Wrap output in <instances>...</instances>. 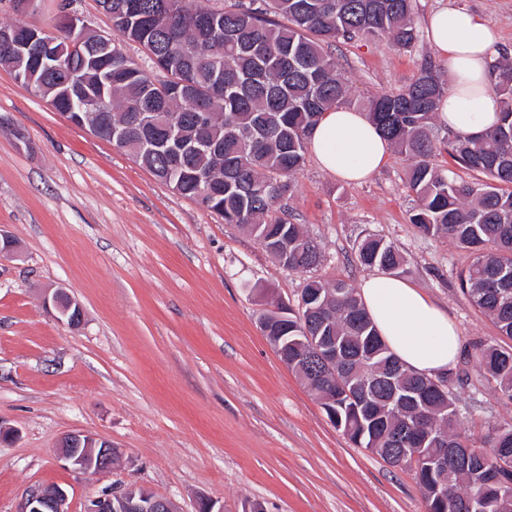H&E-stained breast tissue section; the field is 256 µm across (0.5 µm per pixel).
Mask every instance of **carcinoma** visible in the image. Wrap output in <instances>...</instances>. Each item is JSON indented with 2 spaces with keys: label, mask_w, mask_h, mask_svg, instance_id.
Returning <instances> with one entry per match:
<instances>
[{
  "label": "carcinoma",
  "mask_w": 512,
  "mask_h": 512,
  "mask_svg": "<svg viewBox=\"0 0 512 512\" xmlns=\"http://www.w3.org/2000/svg\"><path fill=\"white\" fill-rule=\"evenodd\" d=\"M196 0H112V29L143 48L147 70L110 41V81L79 32L58 26L46 35L65 60L62 73L36 68L32 56L19 61L0 44V65L27 74L40 96L63 108V85L112 112H81L80 121L102 139L110 126L130 123L126 150L136 163L175 193L194 200L254 235L264 246L281 224L288 225V269L309 272L321 250L303 230L276 214V204L294 189L308 135L322 114L346 102L349 79L325 47L355 37L388 38L402 50L419 39L413 0H236L231 8H201ZM489 75L500 99L501 120L480 138L456 135L444 143L434 118L448 91L447 71L432 62L397 93L365 103L369 119L398 153L411 160L407 187L418 199L410 222L422 234L447 238L472 256L459 274L469 302L489 317L504 340L476 341L471 357L512 399V59L497 58ZM211 114L201 127L193 116ZM447 153L464 169L484 176L464 181L438 163ZM366 269L400 276L406 261L390 242L367 236L357 245ZM303 308L288 310L267 300L261 323L267 338L288 335L280 358L313 392L330 421L350 442L394 467L409 470L426 512H469V500L483 512H512V424L475 438L458 424L451 371L415 403L392 398L393 388L413 385L420 374L388 349L346 280L309 278L299 296ZM336 342L344 362L331 372L314 354L311 338ZM414 427L406 447L394 433ZM444 448H475L464 459L448 453L447 468L431 471L429 456Z\"/></svg>",
  "instance_id": "carcinoma-1"
}]
</instances>
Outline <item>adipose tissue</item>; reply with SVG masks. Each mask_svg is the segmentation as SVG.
<instances>
[{
	"mask_svg": "<svg viewBox=\"0 0 512 512\" xmlns=\"http://www.w3.org/2000/svg\"><path fill=\"white\" fill-rule=\"evenodd\" d=\"M427 34L452 74L440 122L452 132L481 136L500 120L499 97L488 80L499 53L495 30L483 14L456 6L430 15ZM309 148L325 172L356 183L384 167L392 151L365 113L345 107L322 115ZM358 294L379 336L401 362L433 377L454 369L460 350L456 328L421 289L377 271L360 282Z\"/></svg>",
	"mask_w": 512,
	"mask_h": 512,
	"instance_id": "obj_1",
	"label": "adipose tissue"
}]
</instances>
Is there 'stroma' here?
<instances>
[{
    "mask_svg": "<svg viewBox=\"0 0 512 512\" xmlns=\"http://www.w3.org/2000/svg\"><path fill=\"white\" fill-rule=\"evenodd\" d=\"M485 15L512 56V0H415L425 29L440 7ZM350 81L351 109L394 92L436 59L427 37L404 51L388 39L331 48ZM407 159L348 184L307 156L281 207L319 244L315 276L359 284V239L375 234L406 260V281L453 321L460 340V422L475 434L512 423L470 356L499 340L462 294L469 261L409 217ZM0 512L29 489L59 483L71 512L105 490L136 486L195 512H425L412 475L354 447L288 370L260 327L266 297L295 302L304 274L197 202L173 193L111 142L62 117L0 66ZM82 307L75 327L44 304L54 289ZM81 432L111 443V469H63L57 447Z\"/></svg>",
    "mask_w": 512,
    "mask_h": 512,
    "instance_id": "1",
    "label": "stroma"
}]
</instances>
